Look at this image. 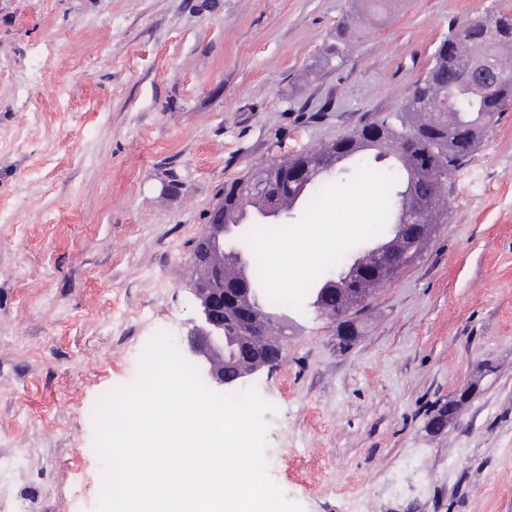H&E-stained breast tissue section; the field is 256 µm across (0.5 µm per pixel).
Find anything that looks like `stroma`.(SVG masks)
<instances>
[{
  "instance_id": "1",
  "label": "stroma",
  "mask_w": 512,
  "mask_h": 512,
  "mask_svg": "<svg viewBox=\"0 0 512 512\" xmlns=\"http://www.w3.org/2000/svg\"><path fill=\"white\" fill-rule=\"evenodd\" d=\"M491 12L512 0H0V512H96L94 411L157 334L183 348L224 184L396 110ZM444 193L351 348L286 306L285 360L242 384L302 512H512V104Z\"/></svg>"
}]
</instances>
